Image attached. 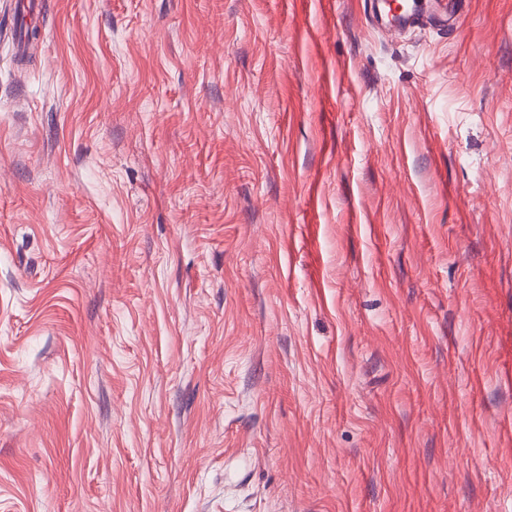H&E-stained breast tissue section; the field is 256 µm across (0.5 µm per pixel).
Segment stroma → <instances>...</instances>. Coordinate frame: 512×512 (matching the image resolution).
I'll return each mask as SVG.
<instances>
[{"label": "stroma", "instance_id": "obj_1", "mask_svg": "<svg viewBox=\"0 0 512 512\" xmlns=\"http://www.w3.org/2000/svg\"><path fill=\"white\" fill-rule=\"evenodd\" d=\"M0 0V512H512V0ZM424 22L435 25L444 34L453 33L457 25V19L449 23L448 15L440 13L427 15L414 3H406L405 8L401 12H393L392 8H389L387 12V25L392 29L400 30Z\"/></svg>", "mask_w": 512, "mask_h": 512}]
</instances>
